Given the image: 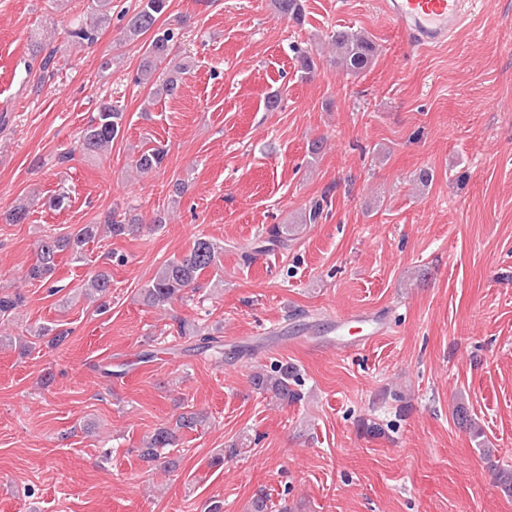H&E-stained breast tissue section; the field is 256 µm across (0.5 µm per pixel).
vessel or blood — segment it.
<instances>
[{
    "mask_svg": "<svg viewBox=\"0 0 512 512\" xmlns=\"http://www.w3.org/2000/svg\"><path fill=\"white\" fill-rule=\"evenodd\" d=\"M386 9L421 48L447 43L465 19L464 0H388Z\"/></svg>",
    "mask_w": 512,
    "mask_h": 512,
    "instance_id": "obj_1",
    "label": "vessel or blood"
}]
</instances>
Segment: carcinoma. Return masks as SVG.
I'll return each mask as SVG.
<instances>
[{"label":"carcinoma","instance_id":"cac0c4a2","mask_svg":"<svg viewBox=\"0 0 512 512\" xmlns=\"http://www.w3.org/2000/svg\"><path fill=\"white\" fill-rule=\"evenodd\" d=\"M277 11L299 23L303 17L302 0H274ZM168 0H138L134 8L120 12L123 21L122 33L127 40H137L149 35L145 43L142 59L134 76L138 85L149 87L155 96H173L179 88L180 75L187 67L178 64L171 73L163 77L158 74L159 65L165 62L173 50L175 33L170 29L157 27L159 17L166 11ZM92 21L77 25L69 31V37L80 43L92 45L97 40L98 29L112 20V0H92L89 6ZM332 43L336 48V59L347 71L359 73L365 70L376 54L374 40L365 32L338 29L332 35ZM124 112L109 101L100 103L96 116L82 131L78 141L79 150L87 157H94L109 149L119 137L123 127ZM165 158V151L153 148L140 153L135 160V168L141 173H149L160 167ZM105 226L112 237L118 238L138 230V222L130 218L119 220L116 213L106 214L101 224H85L75 232L62 235H46L38 242L37 260L28 271L29 278L35 281H47L51 278L57 258L62 252L75 256L82 254L84 247L95 241L99 226ZM296 231L294 224H277L269 229L264 244L254 248L261 252L269 246H285L288 237ZM221 247L207 236H199L183 255L159 267L154 277L142 288L143 301L151 307L166 306L179 300L188 289H195L200 275L216 265ZM89 288L104 298L112 288L110 274L98 270L88 279ZM21 295L0 293V318L9 317L14 310L22 305ZM178 331L185 335L199 337V348L212 350L217 355H224L218 338L199 326H192L186 321L178 320ZM298 380L294 367L286 363H275L269 369L258 372L252 377L255 389L270 393L282 403L298 398L293 384ZM205 418L202 414L189 408L181 412L172 427L164 426L156 429L148 445L141 449V456L148 462L158 459V449L176 446L179 434L195 431L202 425Z\"/></svg>","mask_w":512,"mask_h":512}]
</instances>
